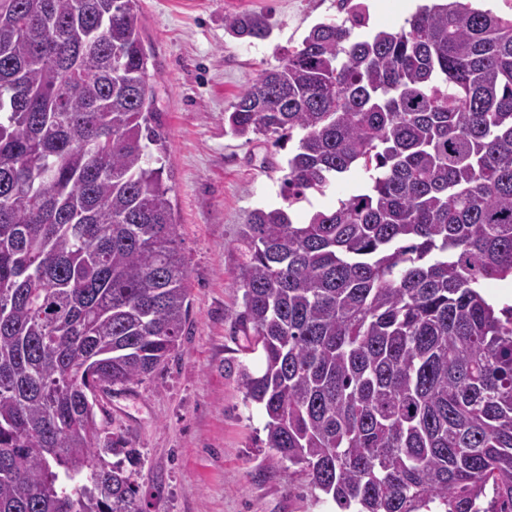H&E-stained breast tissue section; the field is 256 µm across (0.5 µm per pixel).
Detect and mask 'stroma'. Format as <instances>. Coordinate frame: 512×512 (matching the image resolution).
I'll return each instance as SVG.
<instances>
[{
	"instance_id": "35a3bbf8",
	"label": "stroma",
	"mask_w": 512,
	"mask_h": 512,
	"mask_svg": "<svg viewBox=\"0 0 512 512\" xmlns=\"http://www.w3.org/2000/svg\"><path fill=\"white\" fill-rule=\"evenodd\" d=\"M351 2L366 11L359 37L399 30L411 17L407 0ZM139 10L191 310L175 360L109 398L112 428L140 452L135 479L145 512H334L300 466L268 465L265 418L245 399L232 334L241 298L232 247L254 209L283 205L282 179L295 145L261 136L245 142L229 132L224 115L314 25L346 14L338 0H139ZM254 12L272 23L267 39L225 31V18ZM368 183V173L353 170L325 194L294 204L293 222L337 207Z\"/></svg>"
}]
</instances>
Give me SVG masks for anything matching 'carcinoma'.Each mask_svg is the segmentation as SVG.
<instances>
[{
  "mask_svg": "<svg viewBox=\"0 0 512 512\" xmlns=\"http://www.w3.org/2000/svg\"><path fill=\"white\" fill-rule=\"evenodd\" d=\"M138 0H0V512H143L101 399L180 348L188 270ZM315 25L224 122L287 143L241 225L235 334L267 460L340 512H512V18L462 0ZM265 39L264 14L224 20ZM492 497H487V491ZM351 5L361 4L366 11V24L364 27L355 28L354 34L359 37L373 35L378 31H397L420 8H412L406 11L405 4L408 0H350ZM370 182L369 174L355 169L342 179L333 183L325 195L310 194L306 200L294 204L290 209L295 224L306 222L309 214L315 210L334 209L339 200L349 198L363 190ZM488 300L495 304H512V280L506 281H488L482 289Z\"/></svg>",
  "mask_w": 512,
  "mask_h": 512,
  "instance_id": "obj_1",
  "label": "carcinoma"
}]
</instances>
